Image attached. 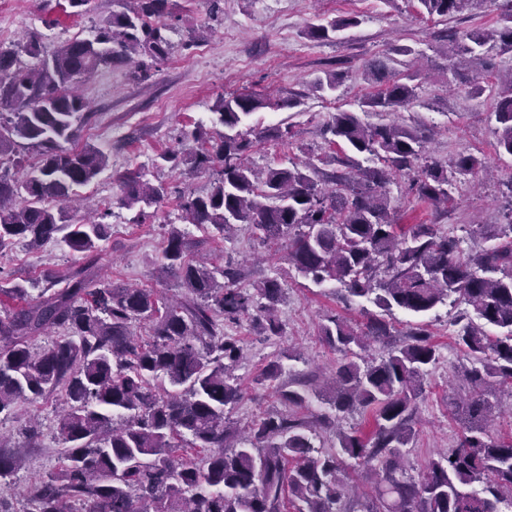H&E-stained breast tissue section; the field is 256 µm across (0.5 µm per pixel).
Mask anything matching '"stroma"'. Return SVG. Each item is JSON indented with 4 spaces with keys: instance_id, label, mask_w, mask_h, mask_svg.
I'll return each instance as SVG.
<instances>
[{
    "instance_id": "obj_1",
    "label": "stroma",
    "mask_w": 512,
    "mask_h": 512,
    "mask_svg": "<svg viewBox=\"0 0 512 512\" xmlns=\"http://www.w3.org/2000/svg\"><path fill=\"white\" fill-rule=\"evenodd\" d=\"M112 9V0H87L77 9L67 0H0V48L37 34L40 57H20L22 66L37 67L40 58L50 57L60 43L93 38L106 26ZM499 13L496 0H478L451 17L432 19L421 15L418 0H169L166 13L152 19L167 28L170 49L164 59L143 57L135 66L103 64L76 82L77 92L89 104L76 143L92 145L109 157L97 179L78 188L70 212L73 223L101 218L110 227L108 237L99 243L100 280L142 287L166 299L183 297L176 279L160 271L164 238L169 227L176 226L182 228L194 257L217 265L236 263L245 273L241 287L275 278L284 288L278 306L283 336L263 338L246 320L224 326L225 334L236 337L244 348L236 373L245 397L229 412L239 426L260 414L284 411L277 393L255 382L274 356L287 353V378L333 373L340 356L322 340L321 324L331 315L360 324L376 307L369 300L347 296L337 282L317 285L303 279L288 262L287 241L262 243L242 224L224 236L209 225L184 223L182 197L206 194L214 175L192 174L184 165L162 162L161 153L189 150L184 134L196 128L204 133L205 147H212L222 130L213 112L218 97L256 94L270 99L271 105L247 121L252 130L248 161L264 168L320 158L324 176L318 186L331 188L330 174L351 152L344 144L328 142L326 125L336 112L359 111L361 101L377 92V84L363 76L368 61L409 46L422 103L390 113V120L424 130L429 137L426 153L440 163H449L467 149L484 159L486 171L459 185L448 205L437 207L418 200L409 191L407 178L394 177L389 185L392 205L399 224L436 225L441 233L462 238L465 252L477 253L488 246L491 225L505 221L502 193L512 182V156L496 148L492 100L485 94L470 98L452 75L499 83L501 75L512 71V53L480 51L450 60L443 50L449 31L493 28ZM347 17L357 18V26L338 31L331 39L314 40L306 34L311 24ZM201 25L208 26L207 35L190 42L189 31ZM331 73L343 77L336 91L321 98L314 95L310 81ZM288 99L293 102L289 108L284 105ZM128 171L140 172L143 180L167 189L166 198L148 208L142 219L119 203L120 176ZM82 262L81 253L56 242L33 250L20 241L0 251V277L33 283L45 271L62 276ZM458 314L448 306L421 317L397 309L389 317L399 338L417 324H426L438 352L417 404L416 437L406 462L415 477L432 456L459 442L460 426L450 407L451 397L461 392L464 364L455 342ZM60 401L54 395L0 415V438L25 461L23 469L0 480V494L11 499L14 512H33L37 486L60 466L55 424ZM32 420L38 423L34 438L25 431Z\"/></svg>"
}]
</instances>
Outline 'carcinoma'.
Returning a JSON list of instances; mask_svg holds the SVG:
<instances>
[{"instance_id":"1","label":"carcinoma","mask_w":512,"mask_h":512,"mask_svg":"<svg viewBox=\"0 0 512 512\" xmlns=\"http://www.w3.org/2000/svg\"><path fill=\"white\" fill-rule=\"evenodd\" d=\"M430 17H447L472 0H418ZM168 0H112L109 26L92 39L60 44L41 66L20 65L19 56L40 55L37 37L0 49V167L21 163L20 150L34 148L37 167L23 178L0 173V250L18 240L41 246L57 237L84 256L64 278L48 271L36 295L21 284L0 288V414L18 404L63 394L57 433L64 445L63 466L42 481L35 512H357L345 500L348 468L374 473L377 497L363 512H512V438L488 433L495 405L485 394L512 386V218L491 237L504 242L467 255L462 239L433 224L403 230L394 219L388 185L409 178L417 197L433 205L451 199L450 190L485 170L482 158L458 152L443 166L420 163L423 136L397 123H369L355 112L338 111L326 132L357 154L380 163L364 167L343 162L329 191L318 189L319 168L308 161L255 170L245 162L251 141L240 126L271 102L254 94L220 96L216 121L224 127L212 152L162 153L201 173L220 164L204 196L182 203L191 224H209L226 235L238 224L258 238H288V263L314 284L333 280L352 297L372 301L389 314L399 308L415 314L440 305L465 307L456 320V344L468 362L467 395L452 402L461 434L458 447L428 461L418 479L403 466L415 430L416 402L437 361L430 333L419 326L392 343L389 323L366 313L363 327L336 317L321 326L323 341L341 355L330 385L316 387V376L296 375L280 385L282 364L269 362L257 383L275 389L288 406L316 396L332 413L309 419L295 411L267 413L241 434L225 415L244 398L234 370L242 357L239 340L224 335L219 318H249L268 337L284 333L276 314L284 288L265 279L240 288L241 270L193 259L181 231L171 228L162 250V269L189 293L182 301L159 299L143 288L92 287L98 242L107 238L99 221L71 223L67 203L74 189L94 181L107 156L76 141L86 103L73 82L112 57L162 59L168 40L147 19L162 14ZM359 24L355 17L313 24L308 36L324 40ZM450 55L473 54L489 46L512 52V0L492 30L468 29L448 36ZM368 81L382 88L361 102V112H398L417 100L412 74L388 73L382 60L369 64ZM341 75L311 83L314 93L336 90ZM492 112L498 147L512 156V88L497 94ZM121 205L138 215L167 194L138 172L122 176ZM65 286L58 287L59 281ZM134 320L152 323V335L139 340ZM500 330L490 336L484 326ZM53 329L58 336L35 350L31 340ZM387 347L377 361L363 353L371 344ZM168 380L175 390L159 381ZM374 413V427L345 432L338 420L356 408ZM334 431L336 450L321 452L320 431ZM178 448H200L198 461L175 456ZM21 458L0 452V478L21 468Z\"/></svg>"}]
</instances>
